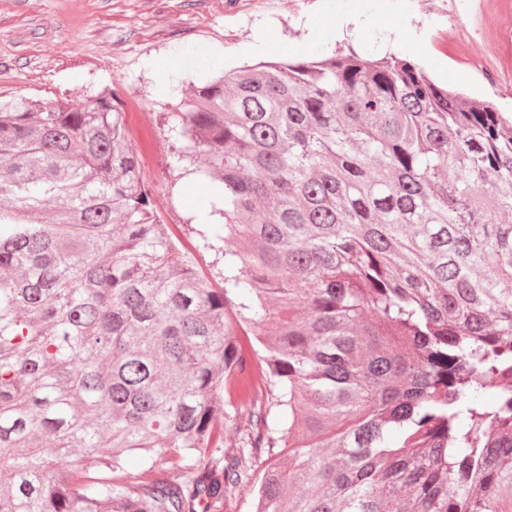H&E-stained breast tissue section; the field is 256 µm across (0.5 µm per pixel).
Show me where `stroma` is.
I'll return each mask as SVG.
<instances>
[{
	"label": "stroma",
	"instance_id": "35a3bbf8",
	"mask_svg": "<svg viewBox=\"0 0 512 512\" xmlns=\"http://www.w3.org/2000/svg\"><path fill=\"white\" fill-rule=\"evenodd\" d=\"M479 0H0V98L83 100L110 88L129 131L153 140L140 176L161 223L201 273L213 259L192 218L206 182L183 174L161 117L183 111V91L234 53L303 58L352 38L357 50L399 46V57L465 96L512 110V85L473 67L479 44L453 35Z\"/></svg>",
	"mask_w": 512,
	"mask_h": 512
}]
</instances>
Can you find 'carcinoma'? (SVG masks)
<instances>
[{
    "mask_svg": "<svg viewBox=\"0 0 512 512\" xmlns=\"http://www.w3.org/2000/svg\"><path fill=\"white\" fill-rule=\"evenodd\" d=\"M187 106L218 288L112 92L0 103V512H211L249 482L255 512H508L512 124L395 56L231 69Z\"/></svg>",
    "mask_w": 512,
    "mask_h": 512,
    "instance_id": "1",
    "label": "carcinoma"
}]
</instances>
